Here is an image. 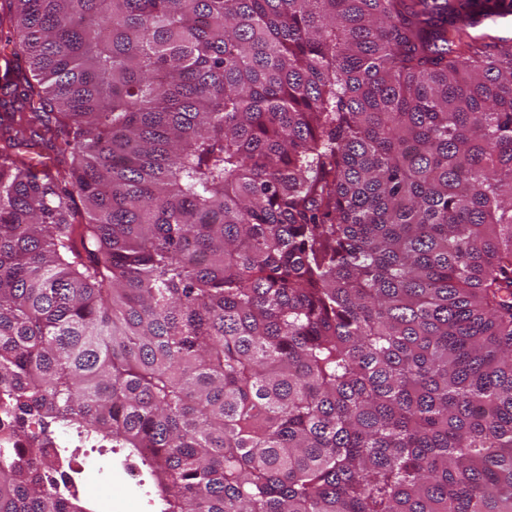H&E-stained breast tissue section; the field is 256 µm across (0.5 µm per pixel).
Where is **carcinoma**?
<instances>
[{
	"label": "carcinoma",
	"instance_id": "carcinoma-1",
	"mask_svg": "<svg viewBox=\"0 0 512 512\" xmlns=\"http://www.w3.org/2000/svg\"><path fill=\"white\" fill-rule=\"evenodd\" d=\"M510 20L0 0V512H512ZM109 448H98L91 452L90 448H77L75 454L78 460L87 466L90 459H97L104 463L111 477L112 486L104 481H99V494L101 497H111L109 500H102L97 495V477L87 472L88 480L83 489V504L91 511L89 512H154L158 498L155 495L153 480L145 473L137 459H127L126 452L116 448L112 453ZM88 455V456H87ZM81 466H66L62 470L60 482L55 490L60 493H67L69 488H77L85 473ZM131 474H134L132 477Z\"/></svg>",
	"mask_w": 512,
	"mask_h": 512
}]
</instances>
